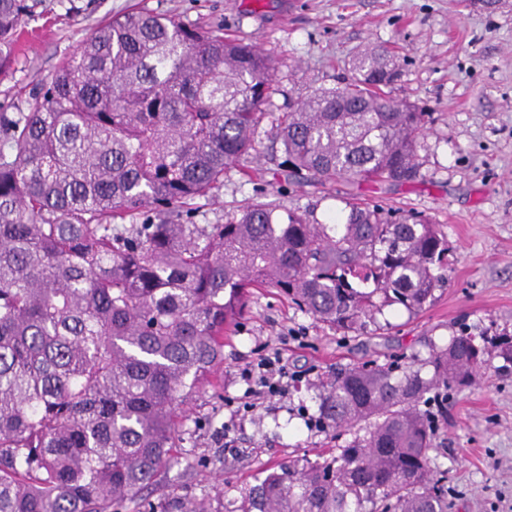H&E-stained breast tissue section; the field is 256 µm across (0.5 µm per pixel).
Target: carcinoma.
Here are the masks:
<instances>
[{
	"instance_id": "1",
	"label": "carcinoma",
	"mask_w": 512,
	"mask_h": 512,
	"mask_svg": "<svg viewBox=\"0 0 512 512\" xmlns=\"http://www.w3.org/2000/svg\"><path fill=\"white\" fill-rule=\"evenodd\" d=\"M40 5L0 0V74ZM395 65L391 48L371 46L344 86L278 116L290 176H421L423 114L388 96ZM270 69L219 29L130 12L99 26L28 111L0 114V512L138 503L176 463L181 407L224 362L253 290L364 334L386 307L422 312L446 283L439 225L364 203H346L340 224L262 202L222 224L169 220L258 152ZM125 215L142 221L114 223ZM478 338L434 344L419 367L337 371L319 419L358 428L351 440L329 459L273 467L224 512H448L429 394L469 387L495 357L512 363L511 335Z\"/></svg>"
}]
</instances>
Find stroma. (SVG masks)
<instances>
[{
	"label": "stroma",
	"mask_w": 512,
	"mask_h": 512,
	"mask_svg": "<svg viewBox=\"0 0 512 512\" xmlns=\"http://www.w3.org/2000/svg\"><path fill=\"white\" fill-rule=\"evenodd\" d=\"M146 9L204 30L256 44L271 62L270 114L259 127L261 153L232 162L212 199L191 212L196 224L224 223L254 202L281 211H312L339 222L355 197L440 225L453 265L434 303L419 315L385 308V331L343 335L275 295L256 294L236 332L224 339L220 389L202 386L185 408L177 463L143 496L157 512H184L190 503L222 512L274 464L315 458L350 440V432L310 427L320 383L336 370L372 361L427 358L461 328L512 335V0L496 9L463 0H42L22 23L15 61L0 76V113L25 110L45 79L112 16ZM385 45L400 61L395 101L424 112L417 150L421 178L410 184L346 186L285 178L274 115L290 111L318 88H336L352 74L356 54ZM305 344H279L291 330ZM282 349L291 369L311 377L286 399L253 416L233 418L229 400L242 397L237 371L257 352ZM434 463L448 472V512H512V364H491L464 392H449ZM232 425L233 448L224 445Z\"/></svg>",
	"instance_id": "35a3bbf8"
}]
</instances>
